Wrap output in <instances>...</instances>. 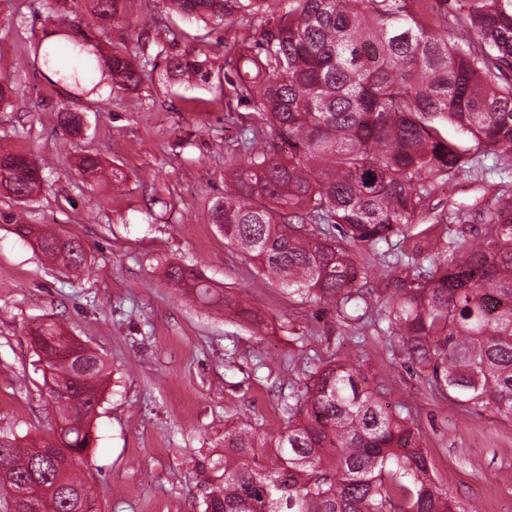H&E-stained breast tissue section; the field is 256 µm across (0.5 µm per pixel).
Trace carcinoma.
<instances>
[{
	"label": "carcinoma",
	"mask_w": 512,
	"mask_h": 512,
	"mask_svg": "<svg viewBox=\"0 0 512 512\" xmlns=\"http://www.w3.org/2000/svg\"><path fill=\"white\" fill-rule=\"evenodd\" d=\"M51 32L69 46L63 69L56 42L33 45V61L72 89H88L100 71L111 85L136 88L142 70L119 49L89 43L118 14L119 0H52ZM168 8L213 25L260 16L251 40L224 63L232 98L262 115L271 139L247 127L246 162L232 171L213 223L261 273L300 298L369 311L371 262L361 256L388 245L383 271L408 265L390 238L423 215L433 180L452 177L483 148L512 159V0H164ZM451 31L450 37L436 35ZM168 70L183 83L212 72L187 53ZM58 121L72 137L86 132L78 112ZM44 165L0 148V189L14 203L32 200ZM77 169L101 177L98 156ZM491 227L475 242H454L427 269L386 297L384 319L408 361L467 410L488 407L512 419V196L494 202ZM21 238L78 276L87 265L81 239L19 223ZM321 224L318 240L306 223ZM339 235H334L332 230ZM168 283L224 310L204 278L179 264ZM48 373L49 402L61 426L47 436L0 433V491L32 481L55 487V512H91L79 470L93 437L91 419L107 376L101 356L70 357L74 342L54 322L30 331ZM356 368L333 361L311 372L283 413L288 428L274 441L249 423L224 430V456L213 465L204 512H477L440 487L408 415L394 412ZM70 394L58 397L55 386Z\"/></svg>",
	"instance_id": "1"
}]
</instances>
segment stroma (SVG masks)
Returning a JSON list of instances; mask_svg holds the SVG:
<instances>
[{"label": "stroma", "instance_id": "obj_1", "mask_svg": "<svg viewBox=\"0 0 512 512\" xmlns=\"http://www.w3.org/2000/svg\"><path fill=\"white\" fill-rule=\"evenodd\" d=\"M44 0H0V80L14 88L0 112V144L50 162L46 182L23 209L27 223L79 236L88 270L74 278L0 221V432H48L43 366L30 330L62 325L105 361L109 376L92 420L82 475L95 512H202L210 466L224 453L228 422H248L278 439L283 401L315 365L360 368L370 390L410 411L439 483L478 512H512V419L468 411L431 388L398 337L344 319L326 302L303 300L258 274L212 220L224 181L240 162V127L266 132L246 104L229 110L218 80L184 86L168 77L160 50L166 30L177 49L223 69L251 37L257 19L215 28L169 12L162 0H120L116 18L95 33L102 50L120 47L147 63L134 89L70 93L32 62L30 47L52 27ZM84 113L73 138L62 110ZM97 155L119 182L80 175L79 156ZM480 155L454 179L435 181L424 219L405 231L402 249L416 266L453 241L444 216L458 212L467 240L487 229L485 207L512 194V167ZM192 266L218 291L261 315L249 322L181 295L167 264Z\"/></svg>", "mask_w": 512, "mask_h": 512}]
</instances>
